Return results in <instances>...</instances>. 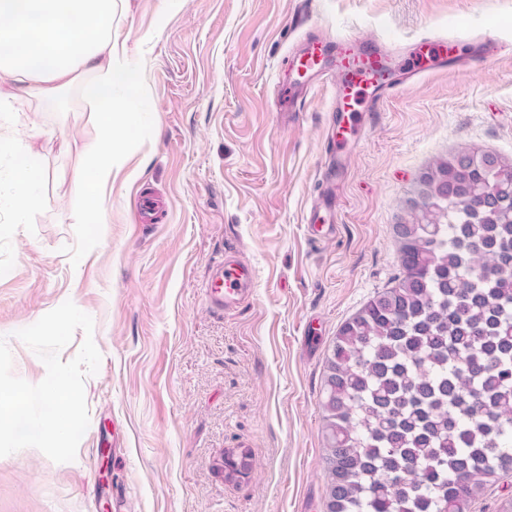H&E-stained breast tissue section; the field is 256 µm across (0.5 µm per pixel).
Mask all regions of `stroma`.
Listing matches in <instances>:
<instances>
[{
  "instance_id": "1",
  "label": "stroma",
  "mask_w": 512,
  "mask_h": 512,
  "mask_svg": "<svg viewBox=\"0 0 512 512\" xmlns=\"http://www.w3.org/2000/svg\"><path fill=\"white\" fill-rule=\"evenodd\" d=\"M310 34L377 41L397 66L442 36L471 60L399 90L353 137L331 226L307 213L330 164L335 89L278 109V78ZM112 40L146 107L105 225L74 217L75 145L95 135L81 88L60 111L33 99L0 116V138L28 137L44 174L37 209L0 199L12 372L45 378L15 333L67 300L92 317L102 355L75 460L0 457V512H326L325 357L396 285L394 226L418 177L461 151L512 164V0H117ZM142 194L160 202L148 224ZM229 254L253 267L255 292L217 314L202 287ZM241 452L247 474L226 478L225 454Z\"/></svg>"
}]
</instances>
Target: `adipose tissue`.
<instances>
[{
    "mask_svg": "<svg viewBox=\"0 0 512 512\" xmlns=\"http://www.w3.org/2000/svg\"><path fill=\"white\" fill-rule=\"evenodd\" d=\"M115 0H0V104L39 93L54 110L62 93L80 84L96 104L95 136L85 141L76 175L75 215L81 224L106 221L103 191L122 157L142 98L137 68L112 41ZM11 201L18 212L42 202L43 174L28 147L13 148Z\"/></svg>",
    "mask_w": 512,
    "mask_h": 512,
    "instance_id": "ef3b65f1",
    "label": "adipose tissue"
}]
</instances>
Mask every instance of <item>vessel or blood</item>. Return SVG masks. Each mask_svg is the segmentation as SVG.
Returning <instances> with one entry per match:
<instances>
[{
  "mask_svg": "<svg viewBox=\"0 0 512 512\" xmlns=\"http://www.w3.org/2000/svg\"><path fill=\"white\" fill-rule=\"evenodd\" d=\"M288 78L281 95L287 109L313 89L315 83L336 76V105L331 118L330 151L336 156L337 170L349 164L348 148L354 129L359 128L363 114L377 111L380 105L399 90L388 72L386 60L373 42L353 37L328 44L317 36H309L299 56L287 65ZM335 188L325 185L309 210V224H316L323 213L335 212ZM254 273L236 257L225 258L215 267L205 289L209 306L218 312L235 308L254 291Z\"/></svg>",
  "mask_w": 512,
  "mask_h": 512,
  "instance_id": "b4317fda",
  "label": "vessel or blood"
}]
</instances>
